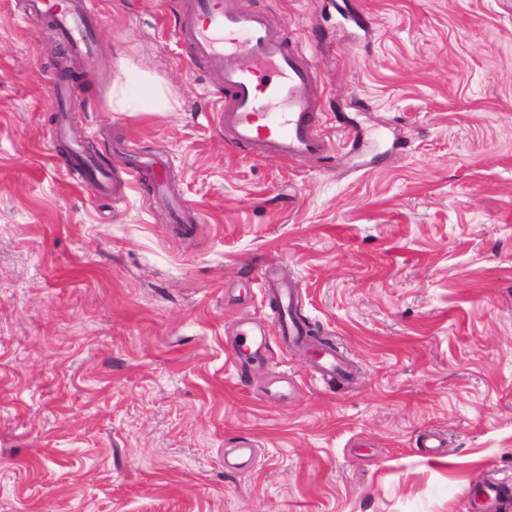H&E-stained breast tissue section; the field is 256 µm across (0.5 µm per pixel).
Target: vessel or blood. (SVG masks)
<instances>
[{
  "label": "vessel or blood",
  "instance_id": "b4317fda",
  "mask_svg": "<svg viewBox=\"0 0 512 512\" xmlns=\"http://www.w3.org/2000/svg\"><path fill=\"white\" fill-rule=\"evenodd\" d=\"M179 38L190 59H201L224 83L215 119L230 147H248L256 155H273L300 163L323 157L329 141L320 121L321 108L308 93L313 65L285 32L272 28L266 14L240 6L237 0H176ZM30 14L53 19V34L85 57L96 52L100 21L88 0H27ZM69 172L106 195L112 172L81 146L68 154ZM135 182L162 189L168 165L154 154L137 156L128 171ZM178 230L191 231L198 211L183 198L172 199ZM275 309L279 336L306 345L309 327L297 311L293 282L276 277L272 268L260 276ZM312 370L326 382H345L349 366L336 348H312Z\"/></svg>",
  "mask_w": 512,
  "mask_h": 512
}]
</instances>
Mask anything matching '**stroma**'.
I'll use <instances>...</instances> for the list:
<instances>
[{"label":"stroma","mask_w":512,"mask_h":512,"mask_svg":"<svg viewBox=\"0 0 512 512\" xmlns=\"http://www.w3.org/2000/svg\"><path fill=\"white\" fill-rule=\"evenodd\" d=\"M94 2L88 62L0 0V512H475L512 477V0H351L364 30L340 0H249L314 64L331 148L299 164L226 144L170 0ZM62 73L112 170V140L168 157L191 236L150 187L60 168ZM262 262L351 384L282 342ZM241 321L263 359L227 345ZM244 441L251 465L227 466ZM50 91L57 109L62 113L59 125L50 133V140L52 143H55L66 138L68 135L65 112H67V103L74 92V87L65 81H53ZM171 208L176 222V228L188 233L199 219V212L192 207L184 198H172ZM313 373L324 382H346L350 378L349 366L333 346L310 347Z\"/></svg>","instance_id":"1"}]
</instances>
